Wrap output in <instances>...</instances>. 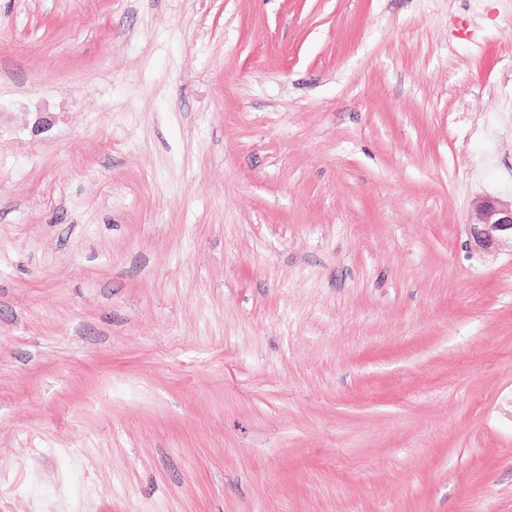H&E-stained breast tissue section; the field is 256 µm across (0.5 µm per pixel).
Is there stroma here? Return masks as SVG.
Returning a JSON list of instances; mask_svg holds the SVG:
<instances>
[{
    "instance_id": "1",
    "label": "stroma",
    "mask_w": 512,
    "mask_h": 512,
    "mask_svg": "<svg viewBox=\"0 0 512 512\" xmlns=\"http://www.w3.org/2000/svg\"><path fill=\"white\" fill-rule=\"evenodd\" d=\"M512 0H0V512H512ZM469 224L477 249L488 251L510 243L512 250V200L477 199L472 206Z\"/></svg>"
}]
</instances>
